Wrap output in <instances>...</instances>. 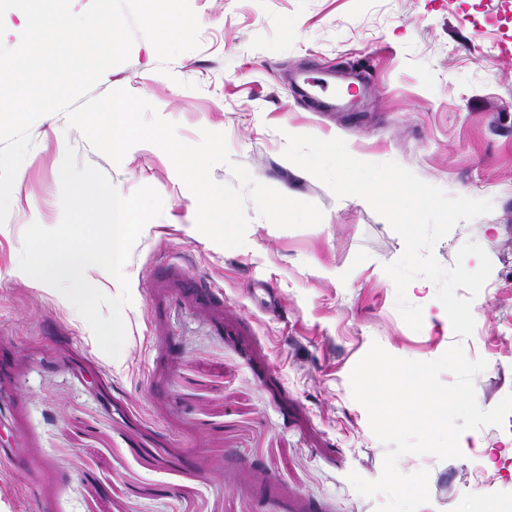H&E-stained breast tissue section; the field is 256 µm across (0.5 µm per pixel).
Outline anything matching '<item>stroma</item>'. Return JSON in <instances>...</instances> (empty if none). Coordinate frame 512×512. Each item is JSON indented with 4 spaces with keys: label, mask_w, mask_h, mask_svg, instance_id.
<instances>
[{
    "label": "stroma",
    "mask_w": 512,
    "mask_h": 512,
    "mask_svg": "<svg viewBox=\"0 0 512 512\" xmlns=\"http://www.w3.org/2000/svg\"><path fill=\"white\" fill-rule=\"evenodd\" d=\"M189 2L199 49L164 64L137 39L94 95L127 89L190 144L224 133L233 162L324 219L280 229L250 205L245 246L223 248L197 230L196 199L160 148L137 144L116 165L65 114L40 117L0 225V512H377L383 496L348 480L378 479L386 453L349 383L372 343L419 361L462 343L487 362L479 406L512 393V0ZM310 71L325 91L304 93ZM340 80L362 86L357 104L336 103ZM290 133L343 138L354 157L492 202L434 247L446 267L468 241L492 262L470 337L440 316L432 284L407 290L421 330L403 321L383 269L402 238L287 160ZM70 147L121 195L150 186L163 200L124 267L115 359L19 268L24 229L61 219ZM462 439L458 459H399L429 472L419 512L512 503V414Z\"/></svg>",
    "instance_id": "obj_1"
}]
</instances>
